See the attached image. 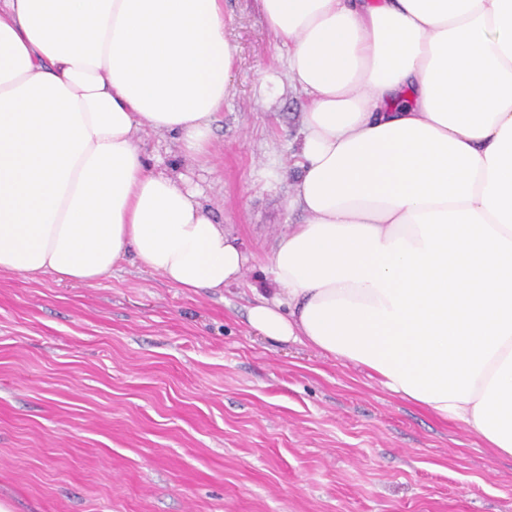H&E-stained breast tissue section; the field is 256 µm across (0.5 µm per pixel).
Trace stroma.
<instances>
[{"label": "stroma", "mask_w": 512, "mask_h": 512, "mask_svg": "<svg viewBox=\"0 0 512 512\" xmlns=\"http://www.w3.org/2000/svg\"><path fill=\"white\" fill-rule=\"evenodd\" d=\"M237 49L208 154L140 132L250 261L186 291L128 260L84 285L0 273V503L9 512H512V458L364 367L246 319L278 235L304 97L255 0H224Z\"/></svg>", "instance_id": "35a3bbf8"}]
</instances>
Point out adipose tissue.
Wrapping results in <instances>:
<instances>
[{
    "label": "adipose tissue",
    "instance_id": "ef3b65f1",
    "mask_svg": "<svg viewBox=\"0 0 512 512\" xmlns=\"http://www.w3.org/2000/svg\"><path fill=\"white\" fill-rule=\"evenodd\" d=\"M306 99L270 296L247 319L512 457V0H256ZM224 0H0V272L132 258L220 291L247 255L140 128L207 154Z\"/></svg>",
    "mask_w": 512,
    "mask_h": 512
}]
</instances>
